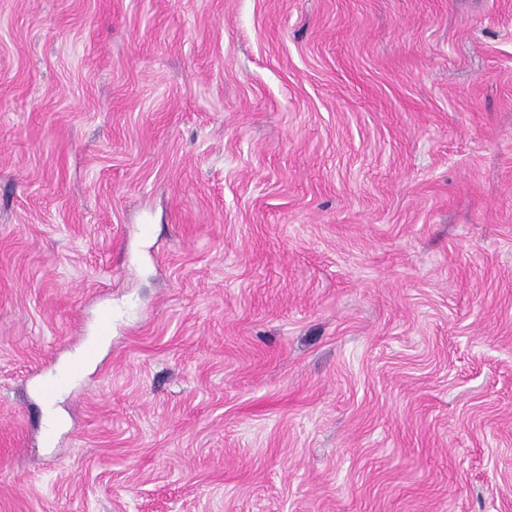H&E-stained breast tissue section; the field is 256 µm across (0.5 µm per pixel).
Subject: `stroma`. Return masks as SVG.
Segmentation results:
<instances>
[{
	"label": "stroma",
	"instance_id": "obj_1",
	"mask_svg": "<svg viewBox=\"0 0 512 512\" xmlns=\"http://www.w3.org/2000/svg\"><path fill=\"white\" fill-rule=\"evenodd\" d=\"M0 512H512V0H0Z\"/></svg>",
	"mask_w": 512,
	"mask_h": 512
}]
</instances>
